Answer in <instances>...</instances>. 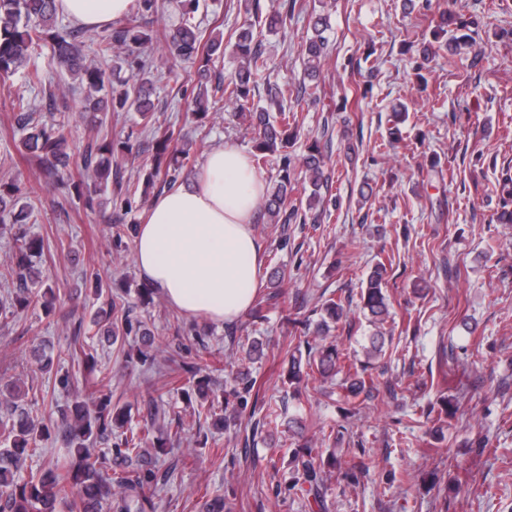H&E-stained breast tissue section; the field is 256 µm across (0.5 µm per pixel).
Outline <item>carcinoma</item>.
<instances>
[{
	"instance_id": "cac0c4a2",
	"label": "carcinoma",
	"mask_w": 512,
	"mask_h": 512,
	"mask_svg": "<svg viewBox=\"0 0 512 512\" xmlns=\"http://www.w3.org/2000/svg\"><path fill=\"white\" fill-rule=\"evenodd\" d=\"M244 11L259 18L265 17L267 31L275 33L288 26L296 9V0H237ZM182 21L173 26L146 28L133 20L110 25L86 45V32L80 27L59 26L58 0H0V91L7 94L11 104L12 130L19 134L22 161H34L42 179L28 188L18 178H0V223L11 226L14 247L9 262L0 265V282L12 288L9 299L0 302V325L6 327L29 311L50 316L65 308V301L84 296L95 301H107L93 318L92 328L78 319L70 328L67 356L78 364L84 375L82 388L64 408L58 403L43 404L44 412L60 418L49 425L35 418L18 404L27 392L12 380L0 378V512H159L160 492L173 479L178 462L165 464L185 438L186 428L180 413L164 399L165 389L182 378L188 387L181 389L187 405H197L198 416L213 429L222 432L230 426H241L251 432V438L267 439L276 411L259 400L254 391L256 382L243 371L219 382L207 372V361L185 360L177 350L158 357L151 353L155 333L136 309L149 310L154 306L156 289L141 282L136 285L135 299L130 302L129 282L119 280L104 283L97 272L85 273L82 287L63 299L49 279L37 266L50 242L28 227L30 209L24 198L50 189L62 190L82 200L92 212L106 211L112 197L124 203V213L132 210L136 200L144 201L156 185L171 187L177 184L183 171L194 166L195 157L187 148L188 133L177 125H156L158 104L153 51L159 47L168 63V72L182 64H195L198 92L190 103L186 120L201 128L206 126L217 105L232 107L249 114L253 128L252 163L255 168L276 160L277 180L260 207L269 221L281 225L276 250L288 247V225L317 223L316 208L332 188L333 178L325 170V156L319 143L308 148L302 165H297L288 153L298 120L283 105L282 89L268 93L269 105L254 103L256 76L269 70V61L256 40L252 25L234 31L235 39L224 47V33L204 34L190 21L196 0H180ZM465 27L456 14L444 9L439 12L432 31L433 40L421 49L420 71L436 57L434 43L449 39L456 46L468 44L465 34L456 31ZM326 18L315 17L312 36L304 44L306 72L315 80L325 58ZM49 44L52 64L60 73L77 79L85 90L82 118L94 130L75 161L71 152V126L45 116L58 109L59 100L66 97L58 84L45 85V76L37 67L28 68L30 53L40 44ZM230 53L237 68L229 79L215 72L211 65ZM22 74L25 82L44 88V97L36 101L13 90L12 79ZM132 112L135 124L153 131L152 162L142 178L126 179L118 160L133 150L134 135L112 134L108 130L112 113ZM310 190L302 198L299 190ZM497 193L505 210L499 218L508 219L512 210V169H502L497 180ZM135 224L124 223L119 216L111 225L110 244L118 251L129 249L137 238ZM385 264L379 262L367 276L360 299L365 318L373 333L363 346L366 364L361 370L346 367L349 354L329 339L333 331L352 334L356 323L343 320L344 299L328 298L315 309L318 318L305 323L313 340H289L282 347L287 360L288 384L324 383L345 373L339 386L349 399L348 414L354 418L366 409V399L354 402L365 390L362 372L367 365L381 358L385 344L384 325L391 318L386 294L383 291ZM291 277L288 266L282 264L270 283L272 291L255 300L251 316L263 320L266 311H288V299L283 284ZM178 345L194 341L204 345L206 328L198 322H176L167 326ZM118 346L125 363L146 367V394L137 408L139 420L132 423L131 409L112 403V392L102 389L107 373L99 365L98 347ZM40 371L49 373L62 363V352L46 345L33 349ZM56 431L66 448L67 456L33 470L28 466L40 451V443ZM106 449H101V446ZM349 483H358L368 475L362 460H344L331 449L323 456L322 449L306 440L292 450L289 476L272 479L270 489L274 501L286 495L313 502L316 512H329V491L333 474ZM201 512H237V498L230 494L205 491Z\"/></svg>"
}]
</instances>
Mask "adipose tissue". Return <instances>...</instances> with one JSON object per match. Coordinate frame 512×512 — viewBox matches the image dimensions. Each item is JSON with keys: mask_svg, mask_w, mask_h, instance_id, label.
Listing matches in <instances>:
<instances>
[{"mask_svg": "<svg viewBox=\"0 0 512 512\" xmlns=\"http://www.w3.org/2000/svg\"><path fill=\"white\" fill-rule=\"evenodd\" d=\"M132 0H60L89 29L125 15ZM265 184L249 157L223 143L206 155L200 175L157 195L136 240L141 276L184 315L239 320L258 285L262 250L255 231Z\"/></svg>", "mask_w": 512, "mask_h": 512, "instance_id": "1", "label": "adipose tissue"}]
</instances>
